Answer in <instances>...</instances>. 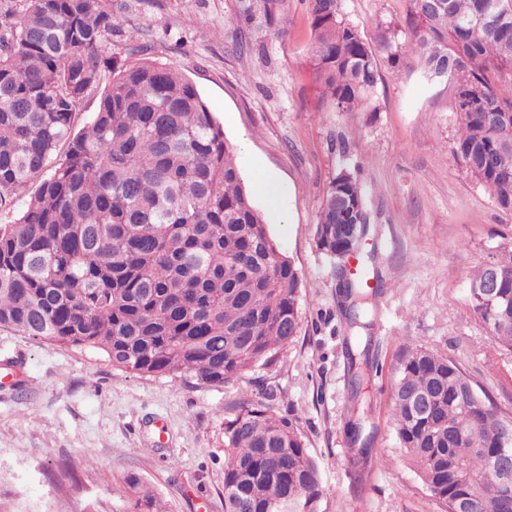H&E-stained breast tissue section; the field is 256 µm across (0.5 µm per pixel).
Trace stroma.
<instances>
[{
    "instance_id": "1",
    "label": "stroma",
    "mask_w": 512,
    "mask_h": 512,
    "mask_svg": "<svg viewBox=\"0 0 512 512\" xmlns=\"http://www.w3.org/2000/svg\"><path fill=\"white\" fill-rule=\"evenodd\" d=\"M370 45L405 25L410 0H343ZM106 54L147 55L184 72L234 145L245 184L279 182L278 205L256 200L300 275V332L275 362L211 386L190 377L126 374L99 350L38 342L0 327V506L7 512H133L137 477L165 512H224V422L249 402L288 416L317 461L319 512H439L399 450L390 392L403 349L453 359L512 410V352L497 346L469 300L478 262L512 248L500 209L453 154L457 131L446 82L418 61L381 63L372 105L335 111L309 66L314 35L305 0H121ZM355 167L371 232L361 274L375 287L367 328V399L347 391L337 272L317 245L329 184ZM366 417L374 438L359 465L347 424ZM167 423L155 434V418Z\"/></svg>"
}]
</instances>
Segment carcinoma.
I'll return each instance as SVG.
<instances>
[{
	"label": "carcinoma",
	"instance_id": "cac0c4a2",
	"mask_svg": "<svg viewBox=\"0 0 512 512\" xmlns=\"http://www.w3.org/2000/svg\"><path fill=\"white\" fill-rule=\"evenodd\" d=\"M405 38L385 29L378 49L342 0H308L316 81L338 112L372 103L378 56L408 52L429 80L453 90V153L504 211L512 212V0L480 22L486 0H410ZM112 0H25L0 7V208L37 192L0 224V327L64 347L103 352L123 373L189 376L222 385L264 366L299 333V272L269 234L232 158V145L193 82L146 59L103 56ZM99 95L80 129L75 118ZM370 214L357 171L329 184L317 245L342 279L349 327L365 326L368 282L343 275L346 240L336 225ZM508 305L490 302L470 276V303L493 341L512 351V248L494 260ZM370 345L348 351V387L365 393ZM427 399L417 410L411 396ZM401 450L441 512L464 498L475 512H506L501 456L512 421L450 357L407 347L392 386ZM350 441L364 454L360 418ZM224 512H319L317 462L298 428L263 404L224 423ZM135 509L161 512L153 491L130 479Z\"/></svg>",
	"mask_w": 512,
	"mask_h": 512
}]
</instances>
